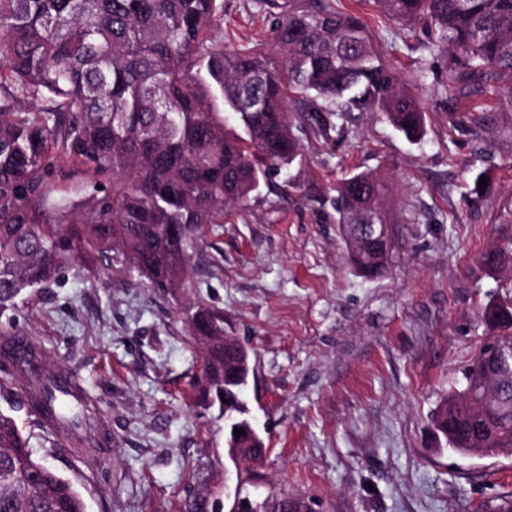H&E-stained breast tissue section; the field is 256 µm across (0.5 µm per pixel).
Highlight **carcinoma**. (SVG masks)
<instances>
[{
  "instance_id": "obj_1",
  "label": "carcinoma",
  "mask_w": 512,
  "mask_h": 512,
  "mask_svg": "<svg viewBox=\"0 0 512 512\" xmlns=\"http://www.w3.org/2000/svg\"><path fill=\"white\" fill-rule=\"evenodd\" d=\"M404 27L431 28V50L448 69V91L492 87L512 97V0H377ZM217 0H0V315L31 288H47L62 265L95 255L123 260L162 293L184 286L190 237L245 206L261 184L301 155L289 102L310 103L325 132L345 112H379L406 138L425 131L413 82L381 57L360 21L325 9L288 12L271 50L227 52L211 31ZM206 69L204 78L195 66ZM336 224L356 272L373 277L389 253L363 246L348 225L361 216L394 223L392 181L374 171L336 186ZM480 262L512 274V247ZM497 336L512 340V298L485 308ZM185 324L207 350L199 391L226 417L230 460L264 438L241 403L250 350L224 342V313L203 305ZM0 330V372L20 360ZM480 343L462 372L486 371ZM454 387L431 413L453 448L512 452V371L499 397L479 406ZM57 403L55 379L40 383L32 410L76 431L88 404ZM242 429L237 436L234 430ZM256 512H310L301 497L254 499ZM0 512H87L75 487L37 458L15 419L0 413Z\"/></svg>"
}]
</instances>
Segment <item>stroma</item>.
<instances>
[{"instance_id": "stroma-1", "label": "stroma", "mask_w": 512, "mask_h": 512, "mask_svg": "<svg viewBox=\"0 0 512 512\" xmlns=\"http://www.w3.org/2000/svg\"><path fill=\"white\" fill-rule=\"evenodd\" d=\"M286 3L356 16L384 59L416 80L426 134L408 142L369 112L326 133L291 102L303 149L293 185H261L194 236L188 287L163 294L100 259L64 267L0 315L30 338L46 374L77 379L112 434L109 446L92 433L74 447L31 412V379L0 391V412L87 512H224L241 479L260 496L308 498L314 512H481L512 493V456L460 455L430 423L486 335V305L512 292L511 277L478 260L512 241V100L449 99L425 31L404 32L376 0H221L215 43L269 52ZM368 170L392 177L403 210L390 264L372 278L351 266L332 206L337 181ZM482 171L490 185L478 199ZM199 303L223 310L225 334L251 350L247 400L267 432L264 465L233 463L223 419L191 398L201 350L184 318Z\"/></svg>"}]
</instances>
